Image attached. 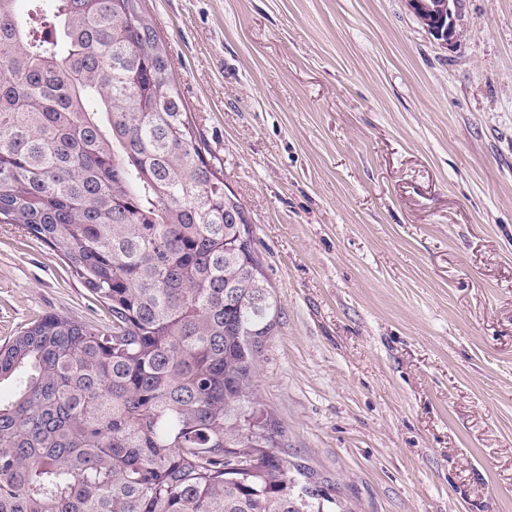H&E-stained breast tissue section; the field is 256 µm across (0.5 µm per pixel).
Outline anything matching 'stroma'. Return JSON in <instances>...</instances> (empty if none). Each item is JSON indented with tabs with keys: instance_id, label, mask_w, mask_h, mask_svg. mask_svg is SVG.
Masks as SVG:
<instances>
[{
	"instance_id": "obj_1",
	"label": "stroma",
	"mask_w": 512,
	"mask_h": 512,
	"mask_svg": "<svg viewBox=\"0 0 512 512\" xmlns=\"http://www.w3.org/2000/svg\"><path fill=\"white\" fill-rule=\"evenodd\" d=\"M280 302L259 403L356 512H512V0H142ZM103 313L0 223V346ZM420 22L439 41L448 44L458 33L454 24L457 0H407Z\"/></svg>"
}]
</instances>
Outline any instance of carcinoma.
<instances>
[{"mask_svg": "<svg viewBox=\"0 0 512 512\" xmlns=\"http://www.w3.org/2000/svg\"><path fill=\"white\" fill-rule=\"evenodd\" d=\"M0 0V223L107 323L0 347V512H353L254 397L280 306L140 0Z\"/></svg>", "mask_w": 512, "mask_h": 512, "instance_id": "cac0c4a2", "label": "carcinoma"}]
</instances>
